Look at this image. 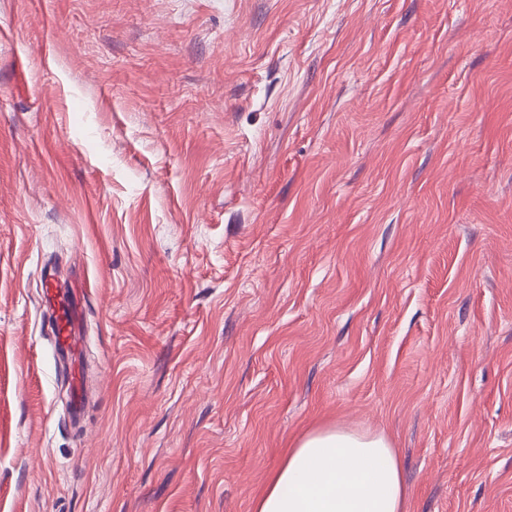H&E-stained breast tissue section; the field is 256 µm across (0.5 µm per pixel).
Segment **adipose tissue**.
<instances>
[{
    "label": "adipose tissue",
    "instance_id": "obj_1",
    "mask_svg": "<svg viewBox=\"0 0 512 512\" xmlns=\"http://www.w3.org/2000/svg\"><path fill=\"white\" fill-rule=\"evenodd\" d=\"M407 498L386 436L325 427L295 440L252 512H405Z\"/></svg>",
    "mask_w": 512,
    "mask_h": 512
}]
</instances>
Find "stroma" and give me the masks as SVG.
<instances>
[{
	"mask_svg": "<svg viewBox=\"0 0 512 512\" xmlns=\"http://www.w3.org/2000/svg\"><path fill=\"white\" fill-rule=\"evenodd\" d=\"M336 425L512 512V0H0V512H251ZM80 295L75 292L74 299L55 315L51 331L54 345L74 355V362L69 369L68 378L73 393V413L80 416L84 408L82 388L81 352L84 336L81 331Z\"/></svg>",
	"mask_w": 512,
	"mask_h": 512,
	"instance_id": "stroma-1",
	"label": "stroma"
}]
</instances>
